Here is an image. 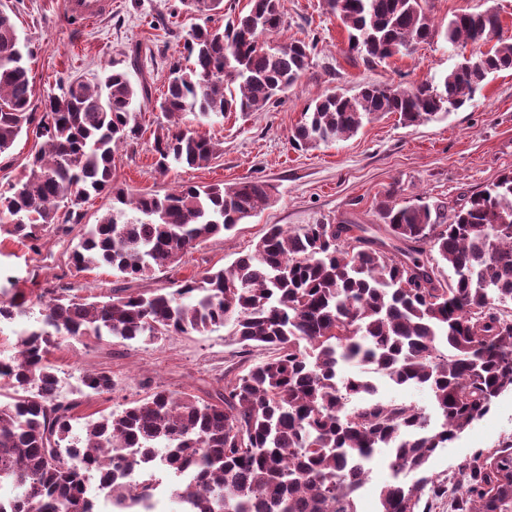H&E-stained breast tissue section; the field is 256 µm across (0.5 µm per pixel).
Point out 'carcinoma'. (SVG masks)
I'll use <instances>...</instances> for the list:
<instances>
[{
	"instance_id": "carcinoma-1",
	"label": "carcinoma",
	"mask_w": 512,
	"mask_h": 512,
	"mask_svg": "<svg viewBox=\"0 0 512 512\" xmlns=\"http://www.w3.org/2000/svg\"><path fill=\"white\" fill-rule=\"evenodd\" d=\"M179 3L200 14L224 10V0ZM426 4L325 0L348 51L366 62L408 56L440 35L477 51L437 81L317 97L292 132L295 146L351 137L387 113L408 125L439 118L472 104L488 75L512 69V39L502 37L496 11L455 14L440 30ZM283 23L281 0H249L224 28L190 30L191 65H172L158 104L167 121L153 141L159 172L203 167L219 153L187 115L201 124L262 112L298 82L315 45L271 40ZM33 57L0 3V154L32 126L42 138L28 173L0 194L1 232L37 250L42 232L68 233L91 195L105 193L112 209L84 225L70 263L136 280L270 205L274 187L259 179L162 196L114 186L116 150L144 134L136 102L149 98L148 85L113 68L94 85L59 82L39 112ZM378 213L387 242L359 224H273L229 267L170 290L99 301L49 285L33 301L16 282L1 287L0 323L29 319L40 305L0 363V481L18 489L10 512H95L93 479L113 512L150 507L162 483L183 512H357L368 463L383 450L394 481L380 489V512H419L425 496L451 499L454 512H512V439L460 464L463 482L451 489L428 469L438 449L512 392V171L451 208L398 207L389 193ZM226 326L268 355L214 401L159 386L80 418L48 360L63 339L154 343ZM363 364L397 385L427 388L441 424L415 406L371 398V380L349 372ZM82 383L98 396L114 389L106 371H87Z\"/></svg>"
}]
</instances>
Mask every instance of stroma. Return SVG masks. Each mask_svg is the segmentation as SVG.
<instances>
[{"mask_svg":"<svg viewBox=\"0 0 512 512\" xmlns=\"http://www.w3.org/2000/svg\"><path fill=\"white\" fill-rule=\"evenodd\" d=\"M17 27L34 51L30 80L35 100H42L57 80L78 78L94 83L104 71L126 70L132 83L151 87L140 103L138 120L144 135L138 145L115 154L114 180L130 193L165 194L183 184L205 186L260 179L275 188V201L228 235L209 239L179 264L129 281L107 266L85 271L71 266L68 256L79 238L45 232L39 250L0 235V278L15 277L20 287L61 282L74 294L109 295L124 288L138 293L173 288L205 271L231 265L250 251L267 225L295 229L306 224L346 220L377 228V203L394 193L398 204L455 202L479 191L512 170V70L491 75L474 105L417 126L402 124L389 113L364 123L348 139L295 148L289 137L312 99L329 92L354 94L365 84L420 83L452 69L459 57L443 38L418 45L409 56L369 64L347 50V33L326 12L324 0H282L285 24L275 39L315 42L311 65L279 101L263 112H231L200 124L201 134L220 143L222 153L209 166L155 167L153 135L164 118L157 107L168 83L169 68L186 59L185 34L203 16L178 9V0H112V12L91 28L69 23L63 0H4ZM248 0H224V10L211 26L234 20ZM494 7L505 36L512 37V0H429L427 8L438 26L457 13ZM41 145L35 130L22 133L0 155V193L27 170ZM259 350L243 353L229 329L205 335L164 338L154 344L111 339L101 343L67 339L50 354L60 378L62 397L78 400L76 415L88 416L150 394L156 386L201 397L224 385L227 372H241L262 358ZM109 372L115 384L111 398L80 393L84 372ZM512 436V393L500 396L491 413L475 422L429 464L445 477L479 451L489 452Z\"/></svg>","mask_w":512,"mask_h":512,"instance_id":"obj_1","label":"stroma"}]
</instances>
